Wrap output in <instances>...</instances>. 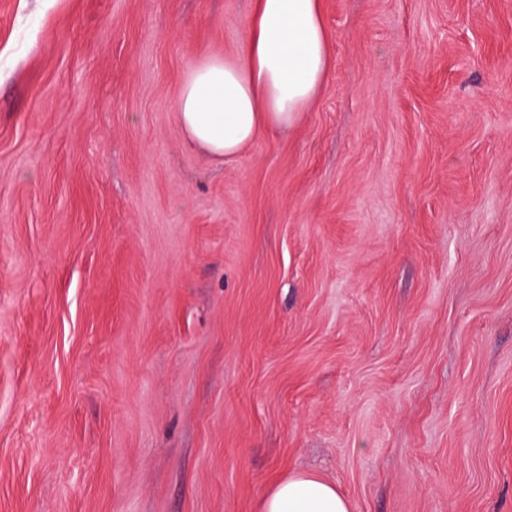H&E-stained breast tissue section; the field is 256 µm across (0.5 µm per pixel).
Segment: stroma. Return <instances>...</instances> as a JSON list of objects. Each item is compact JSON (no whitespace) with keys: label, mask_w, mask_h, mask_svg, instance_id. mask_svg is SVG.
<instances>
[{"label":"stroma","mask_w":512,"mask_h":512,"mask_svg":"<svg viewBox=\"0 0 512 512\" xmlns=\"http://www.w3.org/2000/svg\"><path fill=\"white\" fill-rule=\"evenodd\" d=\"M252 0H0V512H512V0H323L329 74L219 162ZM260 512H350V504L336 485L315 475L294 473L262 498Z\"/></svg>","instance_id":"obj_1"}]
</instances>
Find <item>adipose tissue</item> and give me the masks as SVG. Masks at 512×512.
Masks as SVG:
<instances>
[{
	"label": "adipose tissue",
	"mask_w": 512,
	"mask_h": 512,
	"mask_svg": "<svg viewBox=\"0 0 512 512\" xmlns=\"http://www.w3.org/2000/svg\"><path fill=\"white\" fill-rule=\"evenodd\" d=\"M328 68L320 0H255L241 49L207 58L185 78L177 122L191 146L234 159L262 133L297 122ZM260 512H350V504L334 484L294 473L262 498Z\"/></svg>",
	"instance_id": "1"
}]
</instances>
